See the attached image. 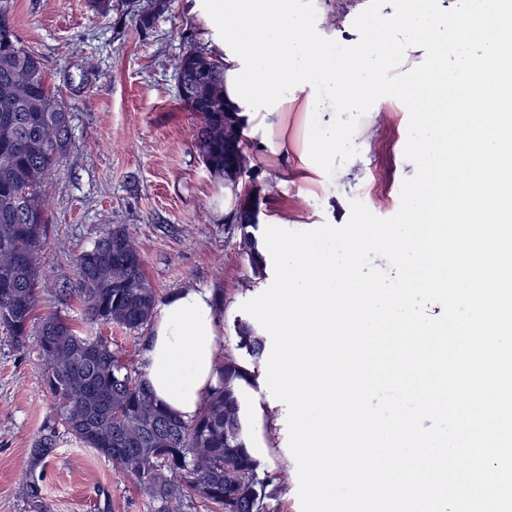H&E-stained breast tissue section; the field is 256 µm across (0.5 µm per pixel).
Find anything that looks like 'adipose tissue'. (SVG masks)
Here are the masks:
<instances>
[{"instance_id":"ef3b65f1","label":"adipose tissue","mask_w":512,"mask_h":512,"mask_svg":"<svg viewBox=\"0 0 512 512\" xmlns=\"http://www.w3.org/2000/svg\"><path fill=\"white\" fill-rule=\"evenodd\" d=\"M222 325L210 291L187 286L158 304L151 322L141 379L154 398L183 420L194 419L218 383L217 354ZM250 415L246 444L267 463L270 442L263 432L267 409L259 385L239 384Z\"/></svg>"}]
</instances>
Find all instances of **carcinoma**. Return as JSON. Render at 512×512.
I'll use <instances>...</instances> for the list:
<instances>
[{
  "instance_id": "cac0c4a2",
  "label": "carcinoma",
  "mask_w": 512,
  "mask_h": 512,
  "mask_svg": "<svg viewBox=\"0 0 512 512\" xmlns=\"http://www.w3.org/2000/svg\"><path fill=\"white\" fill-rule=\"evenodd\" d=\"M97 14L123 11L142 32L154 28L170 0H88ZM179 99L198 114L192 138L211 176L224 179V123L234 143L247 144L238 109L224 93V61L203 47L185 51L177 64ZM71 112L48 81L43 64L19 41L13 0H0V329L19 347L37 338L43 380L54 399L52 422L130 476L157 503L175 512L186 497L214 512H263L281 486L259 467L242 440V415L234 382L253 373L219 350L218 386L197 417L184 421L154 400L140 371L112 344L80 333L57 313L37 316L45 249L46 180L72 146ZM255 277H265L257 251L260 210L234 208L226 216ZM82 321L136 331L151 322L157 299L140 251L125 226L105 228L75 258ZM237 347L258 365L265 338L237 321ZM55 428L24 462V493L44 512L35 471L53 451Z\"/></svg>"
}]
</instances>
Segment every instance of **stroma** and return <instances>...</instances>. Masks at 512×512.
I'll use <instances>...</instances> for the list:
<instances>
[{
	"label": "stroma",
	"mask_w": 512,
	"mask_h": 512,
	"mask_svg": "<svg viewBox=\"0 0 512 512\" xmlns=\"http://www.w3.org/2000/svg\"><path fill=\"white\" fill-rule=\"evenodd\" d=\"M367 4L314 0L318 33L335 31L339 43L353 45L359 38L353 22ZM14 26L69 105L74 136L46 187L39 313L78 318L74 258L92 246L104 225L121 224L141 250L157 298L187 285L210 290L219 301L222 346L236 351L234 323L244 316L241 306L273 277L255 279L241 255L238 237L224 222V183L206 171L191 138L197 117L178 100L176 63L189 41L210 46L220 38L202 0H171L145 34L131 18L96 15L87 0H14ZM408 122L399 100L381 103L373 118L375 134L354 158L361 177L343 180L302 167L310 117L292 112L287 161L273 169L251 166L262 223L276 224L290 214L301 231L324 223L341 226L356 200L378 217L393 216L401 203ZM91 332L141 366L148 329L97 325ZM42 376L35 340L20 348L0 332V512H31L21 494L20 464L51 424L52 399ZM264 427L276 439L269 469L283 483L265 512H301L297 466L284 452L286 405H276ZM40 486L47 512H155L150 496L131 478L63 431L56 434Z\"/></svg>",
	"instance_id": "1"
}]
</instances>
